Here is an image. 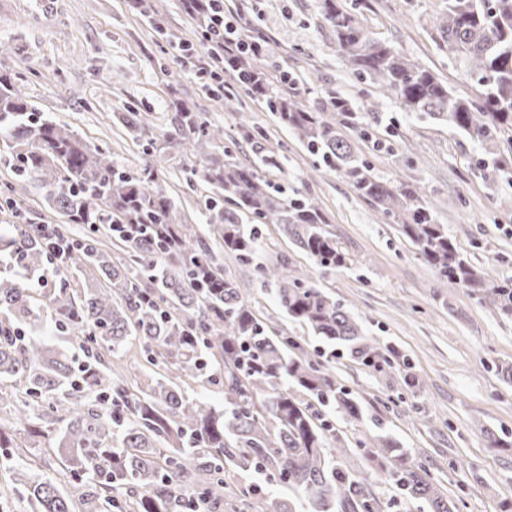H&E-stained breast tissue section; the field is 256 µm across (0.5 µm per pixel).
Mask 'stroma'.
Returning a JSON list of instances; mask_svg holds the SVG:
<instances>
[{
	"mask_svg": "<svg viewBox=\"0 0 512 512\" xmlns=\"http://www.w3.org/2000/svg\"><path fill=\"white\" fill-rule=\"evenodd\" d=\"M367 2L359 17L372 37L426 65L457 94L476 95L461 64L434 39L431 18L442 11L443 0ZM224 9L239 12L247 29L269 37V62L277 71L298 80L321 76V83L303 93V103L318 102L332 87L352 93L359 103L371 101L373 85L346 67L321 20L320 0H224ZM155 19L184 43L197 45L184 0H0V73H22L32 102L88 143L109 148L131 172H139L146 160L159 161L162 187L191 224L205 221L196 195L185 185L197 157L166 148L162 138L149 143L129 134L112 123L113 113L132 105L167 129L179 100L223 127L224 144L237 161L253 162L260 147L278 154L280 165L267 170V178L314 198L354 264L323 270L273 224L265 229L258 260L290 258L301 276L327 288L348 308L377 344L405 356L418 386L407 387L398 370L364 366L341 349L330 352L306 325L281 314L252 266L227 256L225 273L248 284L260 317L273 319L307 352H320L340 385L361 399V418L340 414L336 426L352 463L365 473L381 503L380 512L428 508L416 499L389 507L394 489L372 468L364 447L376 434L400 441L459 512H501L512 503V383L503 381L497 368L512 364V319L441 281L395 225L341 177L315 171L312 157L294 136L273 122L264 104L249 99L242 106L262 139H245L234 113L198 77L195 58L172 50L156 35ZM385 112L396 137H388L387 124L373 126L369 140L348 129L344 136L353 150L377 175L418 179L425 201L436 206L438 223L478 271L492 281L512 278V207L502 204L500 191L474 170L478 148L448 124L413 119L393 105ZM490 431L509 440V447H489ZM224 481L218 512H255L253 490L264 485V476L228 469Z\"/></svg>",
	"mask_w": 512,
	"mask_h": 512,
	"instance_id": "35a3bbf8",
	"label": "stroma"
}]
</instances>
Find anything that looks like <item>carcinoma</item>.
<instances>
[{
	"instance_id": "1",
	"label": "carcinoma",
	"mask_w": 512,
	"mask_h": 512,
	"mask_svg": "<svg viewBox=\"0 0 512 512\" xmlns=\"http://www.w3.org/2000/svg\"><path fill=\"white\" fill-rule=\"evenodd\" d=\"M321 17L351 71L376 87L360 106L336 89L315 107L272 94L265 50L235 58L237 83L273 112L315 158L318 170L340 174L355 192L433 267L440 280L468 289L499 315L512 317V278L486 279L436 222L417 181L380 177L355 154L340 129L361 135L382 122L387 101L420 119L448 123L481 149L478 171L512 186V0H446L434 29L440 47L479 87L462 98L422 63L369 35L357 7L321 0ZM329 117L322 118V113ZM113 118L138 132L149 113L132 106ZM166 136L170 148L189 142L204 157L207 224L181 222L172 198L155 186L147 165L130 174L110 151L90 146L67 124L28 100L22 74H0V142L23 182L45 191L61 224H0V448L16 449L18 484L31 512H185L182 492L224 502V468L259 472L292 488L288 499L265 493L259 512H379L381 504L347 461L346 448L320 405L359 419L361 408L333 373L248 304L246 284L224 275L209 240L243 264L254 262L261 225L275 224L318 267L341 269L352 259L315 199L274 186L260 165L233 158L224 130L180 107ZM66 224H84L80 239ZM64 249L57 270L48 239ZM288 318L306 324L326 346L355 360L399 367L419 379L399 352L382 349L325 289L295 274L282 259L256 266ZM73 336L88 361L72 371L50 350L43 324ZM135 338L146 367L125 376L112 354ZM224 389V408L189 395L190 382ZM302 391L316 403L297 396ZM378 471L429 512H458L401 443L384 437L371 453Z\"/></svg>"
}]
</instances>
